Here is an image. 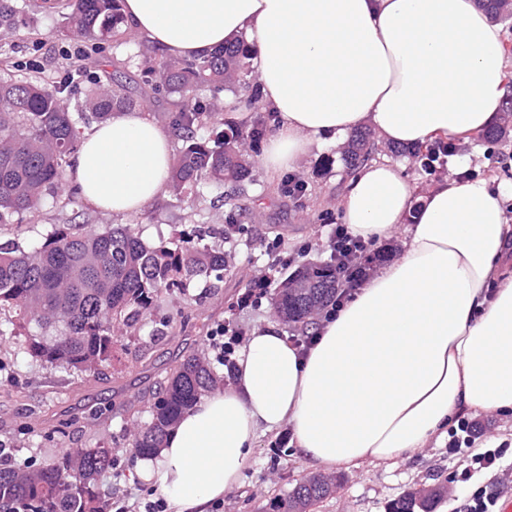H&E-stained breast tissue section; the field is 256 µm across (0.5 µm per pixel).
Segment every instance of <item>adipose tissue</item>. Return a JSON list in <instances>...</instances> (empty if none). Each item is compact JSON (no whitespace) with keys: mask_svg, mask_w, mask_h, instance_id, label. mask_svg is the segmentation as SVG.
<instances>
[{"mask_svg":"<svg viewBox=\"0 0 512 512\" xmlns=\"http://www.w3.org/2000/svg\"><path fill=\"white\" fill-rule=\"evenodd\" d=\"M127 24L168 54L246 39L277 128L260 164L370 126L410 148L491 128L506 100L503 37L478 0H122ZM170 134L143 111L86 132L72 185L92 206L141 212L165 189ZM338 220L366 240L404 236L315 332L252 330L233 383L200 397L138 463L178 512H205L238 482L258 430L289 425L311 466L384 464L426 447L463 411L512 410V224L482 179L415 195L398 165L349 178ZM497 282L489 291V282Z\"/></svg>","mask_w":512,"mask_h":512,"instance_id":"adipose-tissue-1","label":"adipose tissue"}]
</instances>
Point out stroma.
Masks as SVG:
<instances>
[{
	"mask_svg": "<svg viewBox=\"0 0 512 512\" xmlns=\"http://www.w3.org/2000/svg\"><path fill=\"white\" fill-rule=\"evenodd\" d=\"M17 11L16 32L0 35V69L16 77L35 79L61 74L69 54L82 50L90 70L108 81L120 70L131 89H138L142 73L130 63L131 55L152 49L150 40L127 31L123 38L95 46L65 40L59 34L65 24V8L50 9L43 0H11ZM507 134L496 143L477 137L456 139V151L434 174L421 171L409 155L379 148L378 160L400 165L415 194H423L443 178H457L472 171L488 180L503 196L508 221L512 222V113L502 112ZM306 185L301 199L284 194L285 179ZM349 178L338 146L311 150L290 171L271 172L256 167L235 209L221 202L222 187L204 186L191 201L163 192L141 213L116 215L97 209L79 194L67 203L45 204L22 223L0 225V241L29 245L42 240L54 225L74 228L112 224L130 225L144 242L176 240L181 232L200 229L209 246L230 257L229 272L190 295L170 293L159 297L151 312L135 330L119 336L112 361L90 375H76L32 359L14 355L12 341L0 343V443L18 461L40 465L61 455L66 448H108L114 463L98 483L104 493L137 499L152 487L140 481L128 435L134 425L151 419L153 394L171 375L183 355L198 352L213 360L220 376L228 367L218 363L217 350L206 338L219 325L251 333L274 317L270 299L286 272L271 263L267 242L279 241L282 260L298 266L326 258L327 238L336 225L337 202ZM242 230L225 240L229 223ZM266 275L268 286L252 292L254 275ZM448 435L433 437L426 448L393 464L362 463L344 470L330 468L337 487L312 512H389V506L410 491L443 486L435 512H461L469 496L484 488L499 496H512V454L492 469L474 470L466 454L448 452ZM314 469L291 443L288 426L259 431L254 448L237 485L220 504L207 512H264L269 498L284 495Z\"/></svg>",
	"mask_w": 512,
	"mask_h": 512,
	"instance_id": "1",
	"label": "stroma"
}]
</instances>
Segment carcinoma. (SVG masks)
<instances>
[{"instance_id": "obj_1", "label": "carcinoma", "mask_w": 512, "mask_h": 512, "mask_svg": "<svg viewBox=\"0 0 512 512\" xmlns=\"http://www.w3.org/2000/svg\"><path fill=\"white\" fill-rule=\"evenodd\" d=\"M496 20L512 17V0H479ZM121 0H68L63 36L87 42L123 35ZM16 11L0 0V32L13 28ZM251 51L245 39L200 59L164 57L144 75L145 93L178 99L170 125L182 146L173 158L169 186L190 196L209 182L242 189L252 181L250 145L269 131V114L259 106L256 90L240 101L250 120H224V129L200 138L197 128L212 109L199 96L250 86ZM85 97L97 119L130 109L136 101L117 78L101 85L90 80ZM74 84L65 75L18 79L0 75V224L21 222L46 197H58L70 178L71 157L80 145V131L69 112ZM451 151L448 142L432 144L422 164ZM376 153L374 132H355L341 154L353 173ZM227 270L223 251L188 236L177 243L148 245L122 224L101 231L76 232L57 226L44 241L24 249L0 243V336L27 330L24 353L35 360L87 374L112 360V345L122 330L136 327L164 291L185 293L197 283L220 279ZM336 264L304 265L279 284L271 298L276 315L288 324L309 325L343 286ZM218 382L210 361L188 354L155 393L151 420L133 435L131 447L147 456L161 447L170 428L200 396ZM113 465L108 448H78L50 463L11 466L0 460V512H102L104 493L97 477ZM334 480L314 475L275 498L270 512H307L332 492ZM442 487L412 492L390 506V512H431Z\"/></svg>"}]
</instances>
